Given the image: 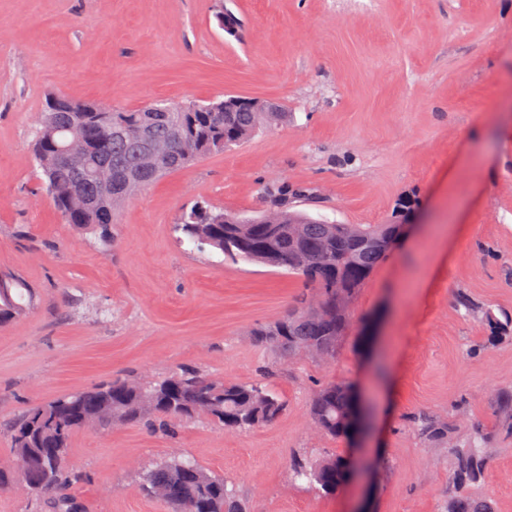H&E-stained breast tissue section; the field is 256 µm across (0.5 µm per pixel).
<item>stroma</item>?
<instances>
[{
    "label": "stroma",
    "instance_id": "1",
    "mask_svg": "<svg viewBox=\"0 0 512 512\" xmlns=\"http://www.w3.org/2000/svg\"><path fill=\"white\" fill-rule=\"evenodd\" d=\"M50 92L117 109L234 95L288 120L138 193L106 252L41 187L29 141ZM276 188L333 224H387L400 199L416 204L327 361L250 336L302 292L299 276L176 239L194 204L252 216ZM1 270L36 298L0 326V464L25 409L115 379L263 376L286 402L246 430H78L68 460L88 476L75 489L86 512H172L137 483L179 450L231 480L247 512H357L367 498L373 512H444L451 459L418 435L424 416L456 443L480 432L490 466L468 492L512 512L497 402L512 391V328L498 327L512 316V0H0ZM333 383L364 396L366 438L314 427L311 398ZM331 453L356 464L336 494L292 480L294 460Z\"/></svg>",
    "mask_w": 512,
    "mask_h": 512
}]
</instances>
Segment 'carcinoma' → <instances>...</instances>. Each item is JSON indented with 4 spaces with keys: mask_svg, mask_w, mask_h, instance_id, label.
Wrapping results in <instances>:
<instances>
[{
    "mask_svg": "<svg viewBox=\"0 0 512 512\" xmlns=\"http://www.w3.org/2000/svg\"><path fill=\"white\" fill-rule=\"evenodd\" d=\"M46 100L55 107L42 108L32 129L33 156L41 171L42 187L64 223L93 235L108 249L116 241V228L104 216L114 215L163 171H147L143 184H130L123 195H105L97 206L86 207L79 196L76 170L59 164L57 153L62 147L69 148L91 170L110 158L112 181H118L124 169L138 164L140 124L153 104L101 112L95 102L52 94ZM232 100L236 104L225 112L222 100L167 103L169 122L179 136L176 169L237 145L288 116L283 111L263 112L237 96ZM412 208L409 200L399 204L401 221L397 224H325L290 210L280 194L270 197L268 209L255 217L194 206L182 213L174 231L179 233V242L208 246L231 262H254L302 277L305 292L282 316L256 326L250 336L290 359L308 346L331 358L351 325V314L336 310V291L358 293L402 236ZM33 300L32 288L21 277L0 273V326L21 315ZM357 402L351 387L327 385L314 394L310 414L323 433L346 437L356 430ZM284 409L283 398L260 380L225 383L184 367L161 381L130 378L33 405L16 422L11 449L14 455H41L45 448L68 449L75 431L93 425L141 424L173 436L175 426L200 416L222 428L242 430L269 425ZM418 435L426 441H446L448 424L425 417L419 421ZM448 453L453 483L459 488L477 482L487 470L477 431L466 443L450 445ZM42 465L50 470L51 481L38 495L53 512H80L82 505L72 489L85 476L71 467L67 453L46 458ZM352 467L343 456L302 459L293 463L292 477L333 495L347 481ZM155 486L165 488V502L174 512H246L234 485L186 455H173L140 474L144 492H152ZM446 512H493V505L488 499L457 493L448 499Z\"/></svg>",
    "mask_w": 512,
    "mask_h": 512,
    "instance_id": "1",
    "label": "carcinoma"
}]
</instances>
